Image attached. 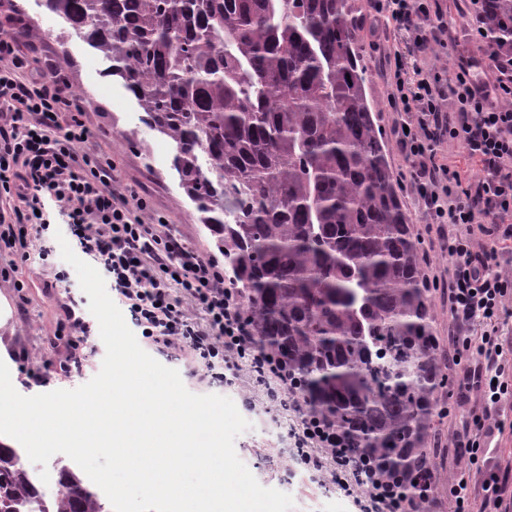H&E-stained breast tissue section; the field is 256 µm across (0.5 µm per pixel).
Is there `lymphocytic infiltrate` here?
Wrapping results in <instances>:
<instances>
[{"label":"lymphocytic infiltrate","instance_id":"f902f5d3","mask_svg":"<svg viewBox=\"0 0 512 512\" xmlns=\"http://www.w3.org/2000/svg\"><path fill=\"white\" fill-rule=\"evenodd\" d=\"M376 16L392 27L396 46L386 57L388 102L401 117L396 141L404 177L448 253V276L433 280L462 330L452 336L451 363L462 387L476 386L483 407L458 431L454 453L467 475L448 490L449 512H512V469L488 470L485 441L494 410L512 400V339L501 314L512 299V276L494 271L499 251L512 247V54L461 60L442 77L424 57L448 28L433 0H373ZM13 42L0 40V195L14 202L15 220L0 228V251L29 260L37 239L28 233L43 197L71 221L85 253L109 278L147 347L200 371L206 386L248 388L249 409L276 406L295 418L289 437L300 463L320 480H335L358 512H409L393 483L337 478L346 452L335 432L311 416L293 381L261 346L246 303L219 262L191 246L165 217L144 223L145 198L114 185L112 164L85 151L89 128L56 80L23 81L10 62ZM495 82L483 80L486 67ZM452 110H445V102ZM458 144L478 167L463 181L443 161V143Z\"/></svg>","mask_w":512,"mask_h":512}]
</instances>
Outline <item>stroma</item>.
<instances>
[{"label":"stroma","mask_w":512,"mask_h":512,"mask_svg":"<svg viewBox=\"0 0 512 512\" xmlns=\"http://www.w3.org/2000/svg\"><path fill=\"white\" fill-rule=\"evenodd\" d=\"M358 25L356 44L361 63L367 72L366 94L375 108L376 120L386 141L389 160L398 177L400 198L416 234L425 250L423 266L427 278L446 275L448 255L441 251L436 236L428 230L427 218L417 197L402 175L406 164L393 136L397 113L388 105V86L383 57L390 41L384 19L374 17L369 0H348ZM438 5L448 24L450 42L447 47H435L426 62L439 70L454 72L460 59L482 58L487 41L471 31L474 6L471 0H439ZM40 28V35L27 30L28 23ZM62 19L46 13L38 0H0V35L19 39L21 68L24 78L37 75L53 76L66 81L81 108V118L92 131L90 149L110 157L117 185L143 192L148 200L145 219L165 216L173 230L189 245L213 253V236L201 223L194 203L179 186L171 167L172 144L152 131L142 121V111L134 96L117 77L101 74L96 82H88L91 68L103 71L106 61L83 39L64 37ZM47 229L41 244L50 255L47 260L31 257L13 263L0 257V301L7 302L10 313L0 320V360L8 366L11 381L18 393L33 396L45 390L75 389L90 381L101 369L106 354L99 325L89 310V298L81 290L73 267L61 256L55 238L56 231H67L69 220L60 213L56 203L46 201ZM63 287H56V280ZM73 308L89 327L90 338L80 362L70 358L67 335L60 333L59 324L66 308ZM41 358L50 372L48 385L30 381L29 369L33 358ZM440 405L455 404V412L435 422L434 437L442 444L439 452V478L434 512H448V484L465 464L448 455L454 436L470 417L481 409V392L470 388L459 402L442 394ZM275 413L249 415V430L235 440V451L256 480L266 488L289 494L293 499L291 512H354L348 498L338 490L327 491L304 470L294 467L280 449L287 432L275 422Z\"/></svg>","instance_id":"1"}]
</instances>
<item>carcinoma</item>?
<instances>
[{
    "instance_id": "carcinoma-1",
    "label": "carcinoma",
    "mask_w": 512,
    "mask_h": 512,
    "mask_svg": "<svg viewBox=\"0 0 512 512\" xmlns=\"http://www.w3.org/2000/svg\"><path fill=\"white\" fill-rule=\"evenodd\" d=\"M490 43L512 48V0ZM107 61L216 235L259 340L305 407L430 512L441 345L421 241L369 103L348 0H43ZM50 496L0 441V512H112L82 470Z\"/></svg>"
}]
</instances>
